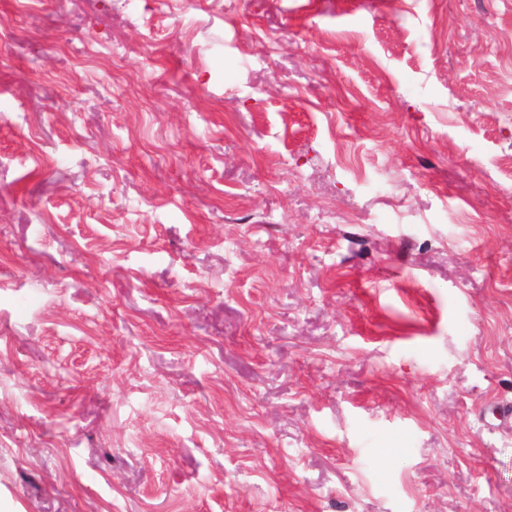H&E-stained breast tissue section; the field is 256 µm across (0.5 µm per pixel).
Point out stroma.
<instances>
[{
	"mask_svg": "<svg viewBox=\"0 0 512 512\" xmlns=\"http://www.w3.org/2000/svg\"><path fill=\"white\" fill-rule=\"evenodd\" d=\"M6 512H512V0H0Z\"/></svg>",
	"mask_w": 512,
	"mask_h": 512,
	"instance_id": "stroma-1",
	"label": "stroma"
}]
</instances>
